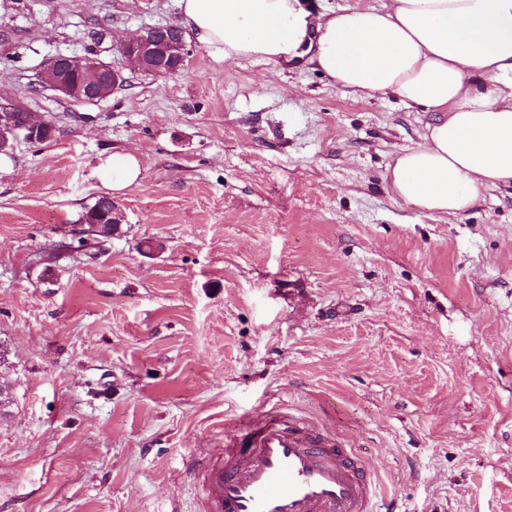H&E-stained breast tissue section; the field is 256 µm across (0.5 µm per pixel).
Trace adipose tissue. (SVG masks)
I'll use <instances>...</instances> for the list:
<instances>
[{"label": "adipose tissue", "instance_id": "obj_1", "mask_svg": "<svg viewBox=\"0 0 512 512\" xmlns=\"http://www.w3.org/2000/svg\"><path fill=\"white\" fill-rule=\"evenodd\" d=\"M211 54L279 64L303 56L337 86L435 115L387 181L432 216L512 186V0H386L313 21L301 0H180Z\"/></svg>", "mask_w": 512, "mask_h": 512}]
</instances>
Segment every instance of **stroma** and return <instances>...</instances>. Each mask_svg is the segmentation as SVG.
Segmentation results:
<instances>
[{
	"mask_svg": "<svg viewBox=\"0 0 512 512\" xmlns=\"http://www.w3.org/2000/svg\"><path fill=\"white\" fill-rule=\"evenodd\" d=\"M181 23L179 0H0V107L56 126L0 155V512H194L186 460L278 407L368 459L381 512H512V188L406 206L387 168L431 113L303 57L193 39L95 104L40 83ZM103 195L109 239L81 224ZM140 175L138 158L130 152L112 154L99 167V177L112 190L120 191Z\"/></svg>",
	"mask_w": 512,
	"mask_h": 512,
	"instance_id": "obj_1",
	"label": "stroma"
}]
</instances>
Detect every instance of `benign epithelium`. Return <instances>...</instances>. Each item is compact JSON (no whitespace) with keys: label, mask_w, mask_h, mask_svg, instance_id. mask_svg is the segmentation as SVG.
<instances>
[{"label":"benign epithelium","mask_w":512,"mask_h":512,"mask_svg":"<svg viewBox=\"0 0 512 512\" xmlns=\"http://www.w3.org/2000/svg\"><path fill=\"white\" fill-rule=\"evenodd\" d=\"M117 50L126 65L132 69L150 71L165 78L184 68L189 53L186 33L174 25L144 27L132 38L122 41ZM122 70L113 64L90 56L58 54L54 56L41 75V84L66 99L91 103L108 98L122 86ZM54 131L51 121L34 115L19 104L0 109V152L10 151L18 134L29 141L42 136L48 140ZM120 209L110 206L104 213L89 210L83 223L90 226L101 238L111 236L112 225L122 223Z\"/></svg>","instance_id":"7a95c632"}]
</instances>
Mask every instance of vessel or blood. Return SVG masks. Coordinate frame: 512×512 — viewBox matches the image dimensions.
I'll list each match as a JSON object with an SVG mask.
<instances>
[{
	"instance_id": "b4317fda",
	"label": "vessel or blood",
	"mask_w": 512,
	"mask_h": 512,
	"mask_svg": "<svg viewBox=\"0 0 512 512\" xmlns=\"http://www.w3.org/2000/svg\"><path fill=\"white\" fill-rule=\"evenodd\" d=\"M249 439L246 448L226 441L224 462L201 466L198 512H377L372 473L351 449L274 413Z\"/></svg>"
}]
</instances>
